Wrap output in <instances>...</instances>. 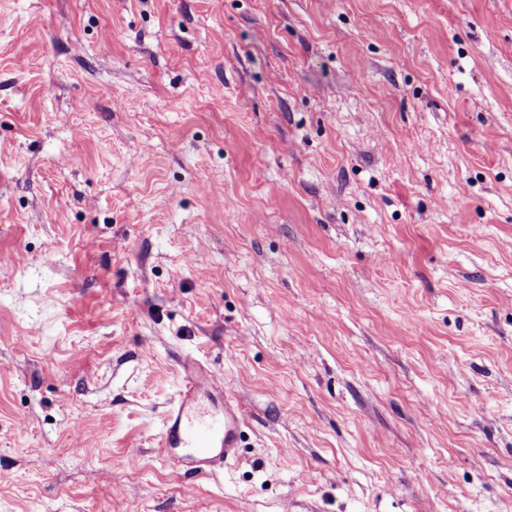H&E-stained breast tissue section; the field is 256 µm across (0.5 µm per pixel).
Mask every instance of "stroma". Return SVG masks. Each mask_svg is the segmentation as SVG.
Instances as JSON below:
<instances>
[{"mask_svg":"<svg viewBox=\"0 0 512 512\" xmlns=\"http://www.w3.org/2000/svg\"><path fill=\"white\" fill-rule=\"evenodd\" d=\"M0 512H512V0H0ZM180 369L183 380L163 420L161 450L185 474L217 476L238 454L244 413L226 384L199 362L185 358Z\"/></svg>","mask_w":512,"mask_h":512,"instance_id":"stroma-1","label":"stroma"}]
</instances>
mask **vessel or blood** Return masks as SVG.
<instances>
[{"label": "vessel or blood", "instance_id": "obj_1", "mask_svg": "<svg viewBox=\"0 0 512 512\" xmlns=\"http://www.w3.org/2000/svg\"><path fill=\"white\" fill-rule=\"evenodd\" d=\"M182 384L167 409L160 436L162 452L174 458L183 473L221 474L238 454L245 416L240 404L194 359L180 364Z\"/></svg>", "mask_w": 512, "mask_h": 512}]
</instances>
